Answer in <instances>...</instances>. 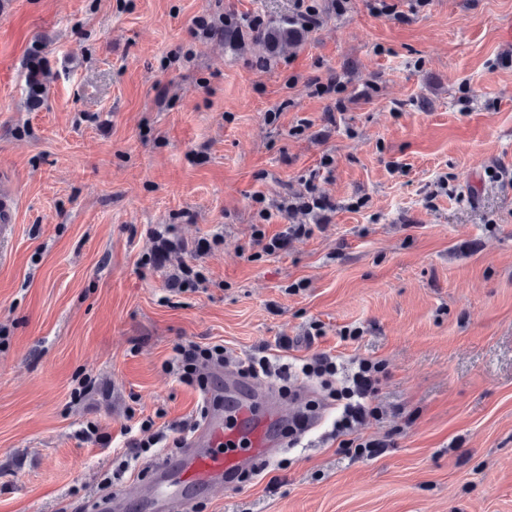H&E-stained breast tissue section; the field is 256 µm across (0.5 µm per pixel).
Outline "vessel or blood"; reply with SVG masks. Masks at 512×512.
Returning <instances> with one entry per match:
<instances>
[{
	"label": "vessel or blood",
	"mask_w": 512,
	"mask_h": 512,
	"mask_svg": "<svg viewBox=\"0 0 512 512\" xmlns=\"http://www.w3.org/2000/svg\"><path fill=\"white\" fill-rule=\"evenodd\" d=\"M218 385L209 399L220 397L222 388H245L243 378L224 368L211 372ZM279 401L274 391L260 400L234 405L237 423H230L222 409L213 407L182 452L180 460L161 459L152 467L157 479L144 512H189L191 491L222 484L225 477L252 471L269 459L277 446L269 422Z\"/></svg>",
	"instance_id": "b4317fda"
}]
</instances>
